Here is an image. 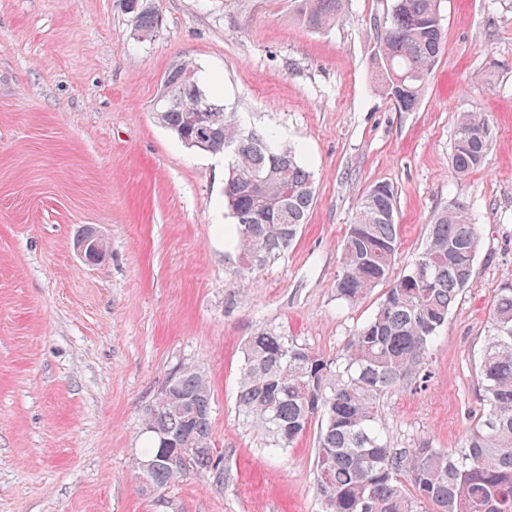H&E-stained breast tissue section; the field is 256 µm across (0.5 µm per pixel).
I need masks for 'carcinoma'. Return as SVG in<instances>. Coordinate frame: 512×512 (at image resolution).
<instances>
[{
    "mask_svg": "<svg viewBox=\"0 0 512 512\" xmlns=\"http://www.w3.org/2000/svg\"><path fill=\"white\" fill-rule=\"evenodd\" d=\"M135 30L147 37L158 15L144 0H122ZM440 0H392L379 26L384 90L401 112L415 109L446 42ZM345 0H299L300 22L321 30L339 22ZM158 119L185 146L230 156L224 201L241 272L277 259L297 239L314 204L311 172L297 149L272 134L245 131L210 97L194 65L179 62L164 77ZM489 124L460 115L452 145L454 171L479 168ZM400 241L393 187L377 182L361 197L342 248L336 298L347 304L384 285L373 316L348 337L343 354L326 358L271 330L249 337L238 391L239 411L278 448L293 446L320 420L316 489L324 512H512V283L493 290L478 367L480 413L458 448L419 438L409 448L383 439L379 405L390 391L427 382L429 345L474 274L479 240L465 206L455 203L429 225L412 268L393 274ZM154 462L142 489L159 492L191 474L224 479L213 451L183 461L181 449L208 448L211 390L192 367L176 369L147 409Z\"/></svg>",
    "mask_w": 512,
    "mask_h": 512,
    "instance_id": "cac0c4a2",
    "label": "carcinoma"
}]
</instances>
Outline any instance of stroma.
<instances>
[{
	"label": "stroma",
	"instance_id": "stroma-1",
	"mask_svg": "<svg viewBox=\"0 0 512 512\" xmlns=\"http://www.w3.org/2000/svg\"><path fill=\"white\" fill-rule=\"evenodd\" d=\"M140 38L120 0H0V512H322L316 429L274 447L239 413L244 344L271 329L328 358L385 293L337 300L342 243L368 187L396 192L403 273L434 215L461 202L474 276L430 348V379L380 402L391 447H460L480 410L493 291L512 283V0H441L446 43L414 111L381 90L391 0H346L323 30L297 0H148ZM189 60L240 123L300 151L314 205L281 257L239 274L223 155L190 149L156 104ZM490 127L482 166L451 164L460 114ZM108 246L82 261L83 228ZM208 379L224 481L143 494V416L173 370Z\"/></svg>",
	"mask_w": 512,
	"mask_h": 512
}]
</instances>
